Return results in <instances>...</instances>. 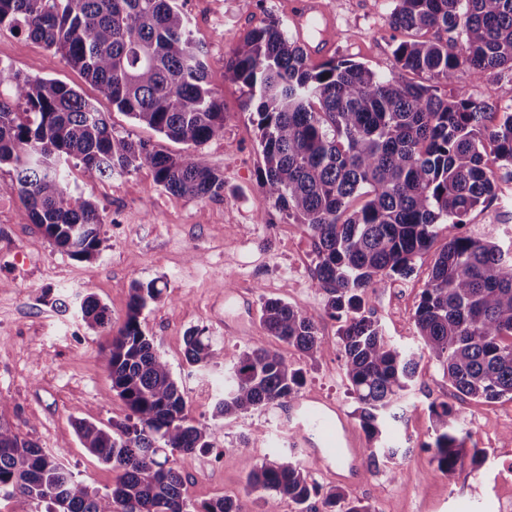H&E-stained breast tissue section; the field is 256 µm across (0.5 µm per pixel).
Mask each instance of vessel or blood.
<instances>
[{"instance_id": "1", "label": "vessel or blood", "mask_w": 512, "mask_h": 512, "mask_svg": "<svg viewBox=\"0 0 512 512\" xmlns=\"http://www.w3.org/2000/svg\"><path fill=\"white\" fill-rule=\"evenodd\" d=\"M289 416L296 421L295 441L305 448L315 466L328 469L333 463H343L340 480L360 482L362 454L354 448L347 423L333 401L305 396L291 404Z\"/></svg>"}]
</instances>
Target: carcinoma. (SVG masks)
I'll return each mask as SVG.
<instances>
[{
    "instance_id": "carcinoma-1",
    "label": "carcinoma",
    "mask_w": 512,
    "mask_h": 512,
    "mask_svg": "<svg viewBox=\"0 0 512 512\" xmlns=\"http://www.w3.org/2000/svg\"><path fill=\"white\" fill-rule=\"evenodd\" d=\"M395 29L408 35L395 49L400 71L377 75L361 63L310 61L283 24L263 20L233 50L230 78L256 107L263 166L260 185L273 206L314 239L315 280L325 309L340 323L337 346L356 408L377 457L383 431L413 382L416 353L393 343L367 305L384 278H407L435 241L431 275L414 322L421 348L443 367L458 396L512 400V246L458 229L495 196L490 152L512 166V112L497 123L489 103L463 87L444 97L426 80L451 85L467 69L477 79L512 72V0H397ZM44 43L80 70L120 112L167 139L199 148L224 131V103L207 81L206 52L193 38L179 0H0V27ZM414 78H409V75ZM76 160L102 177L151 166L155 183L188 199L224 192V178L197 151L177 157L112 132L97 106L60 81L23 76L0 65V165L14 178L0 194L16 193L33 223L74 259L100 245L98 209L73 196L62 165ZM156 283L132 286L127 318L107 345L112 390L135 422L117 430L85 419L77 436L100 462L119 472L112 491L90 490L62 453L19 438L0 423V491L44 506V512H189L180 473L158 459L162 448L183 454L214 447L212 425L191 418L168 362L144 334L139 317L156 302ZM89 329L111 328L108 307L91 294L74 307ZM267 335L314 358L326 342L311 317L280 299L264 302ZM216 354L207 339L186 336V360L206 367ZM304 374L256 340L224 370L215 418H238L297 399ZM436 469L451 473L466 455V413L445 401L429 405ZM247 487L305 504L319 493L290 460L250 467ZM373 512L333 488L325 512ZM196 512H241L218 498Z\"/></svg>"
}]
</instances>
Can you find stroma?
Segmentation results:
<instances>
[{
	"label": "stroma",
	"mask_w": 512,
	"mask_h": 512,
	"mask_svg": "<svg viewBox=\"0 0 512 512\" xmlns=\"http://www.w3.org/2000/svg\"><path fill=\"white\" fill-rule=\"evenodd\" d=\"M196 41L208 52V81L224 103V132L202 146L210 165L224 176L223 196L192 200L155 183L149 166L101 177L69 163L73 196L96 204L102 216L101 246L94 257L77 260L55 249L33 224L15 195H0V421L21 439L63 451L64 459L90 489L111 491L118 473L79 443L74 418L103 427L127 423L130 410L112 389L105 348L108 333L86 328L60 299L93 294L108 309L113 327L126 319L133 282H156L160 299L140 316L144 333L168 361L185 394L191 417L214 421L219 442L192 454L169 453L170 465L184 477L190 506L217 498L237 501L244 512H323L320 499L304 505L269 492L246 489L250 464L289 459L322 488L341 487L376 512H490L512 488L498 474L512 445V400L458 401L440 363L430 354L419 360L405 397L408 412L390 421L384 445L399 448L400 464L380 460L360 484H338L314 467L293 440L292 422L271 405L236 419L212 417L224 368L247 343L262 340L305 374L302 394L331 399L341 409L360 448L372 443L354 415L344 360L335 347L338 323L325 312V293L313 279L314 241L305 225L283 220L259 185L263 164L252 111L243 110L241 84L225 73L226 60L241 36L260 21L291 26L292 0H181ZM336 20L337 38L329 54L362 63L378 74L399 72L394 50L404 35L391 25L396 0H324ZM0 63L32 78L55 79L79 91L105 112L114 134L143 140L155 149L187 156L172 142L119 112L62 56L26 35L0 27ZM493 111H512V73L476 79L460 71L456 80ZM496 196L472 211L463 234L506 245L512 237L491 228L493 215H512V175L491 164ZM431 256L418 260L403 280L385 279L367 301L386 336L418 349L413 315L431 270ZM280 299L316 322L327 350L310 357L266 336L260 323L265 300ZM207 338L216 363L198 369L185 359L189 331ZM462 404L471 433L466 445L485 450L476 466L463 461L452 474L435 469L428 407L432 402Z\"/></svg>",
	"instance_id": "stroma-1"
}]
</instances>
